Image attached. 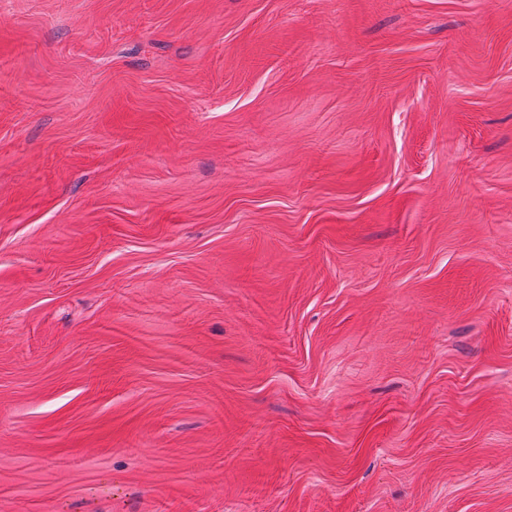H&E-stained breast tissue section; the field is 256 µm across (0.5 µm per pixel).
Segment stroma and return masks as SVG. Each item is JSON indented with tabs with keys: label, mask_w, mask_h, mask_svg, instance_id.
<instances>
[{
	"label": "stroma",
	"mask_w": 512,
	"mask_h": 512,
	"mask_svg": "<svg viewBox=\"0 0 512 512\" xmlns=\"http://www.w3.org/2000/svg\"><path fill=\"white\" fill-rule=\"evenodd\" d=\"M0 512H512V0H0Z\"/></svg>",
	"instance_id": "35a3bbf8"
}]
</instances>
